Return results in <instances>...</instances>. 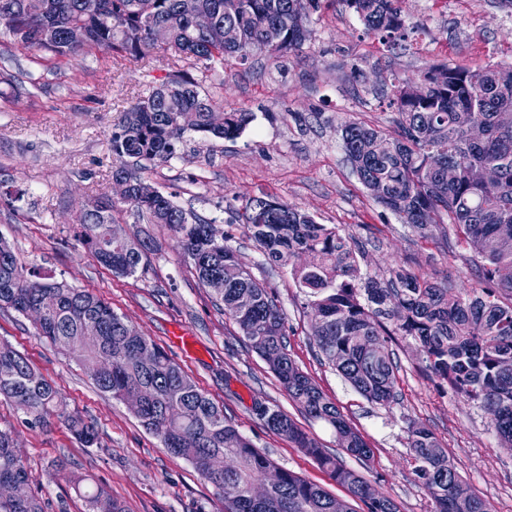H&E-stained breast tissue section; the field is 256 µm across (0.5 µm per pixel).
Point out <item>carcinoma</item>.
<instances>
[{
    "instance_id": "1",
    "label": "carcinoma",
    "mask_w": 512,
    "mask_h": 512,
    "mask_svg": "<svg viewBox=\"0 0 512 512\" xmlns=\"http://www.w3.org/2000/svg\"><path fill=\"white\" fill-rule=\"evenodd\" d=\"M340 2L358 16L366 33L395 40L405 36L401 0ZM320 7V0H0V24L27 50L137 56L161 49L208 69L229 58L245 64L258 52L275 60L301 51L309 31L297 28L294 16ZM209 24L234 31L236 39L210 43L204 32ZM72 25L87 32L81 49L67 40ZM418 79L427 85L420 95L413 93L411 80L392 84L386 94L395 112L393 131L348 121L340 128L342 147L363 186L400 223L424 237L444 222L456 228L480 259L475 288L450 295L436 281L400 267L383 284L373 281L362 290L356 284L355 245L337 225L318 224L286 203L263 198L246 209L245 221L269 261L286 265L301 254L309 257L293 275L308 297L311 336L326 363L359 394L379 405L395 399L391 337H410L426 370L483 410L499 438L512 445V124L500 121V111H512V66L470 70L439 64ZM214 110L216 102L199 80L183 72L150 87L121 113L110 136L112 154L120 161L113 174L127 176L132 192L118 203L108 197L93 201L77 219L78 238L101 265L129 276L154 245L149 239H114L112 212L122 204L152 224L169 226L200 283L224 276V295L217 301L288 397L302 413L328 425L337 445L367 468L372 449L288 354L286 317L270 289L238 263L224 239L210 235L212 222L187 213L159 191L151 197L139 193L143 180L135 166L177 157L187 132L234 141L252 121L249 112H225L223 123L214 126L209 121ZM476 122L484 127L479 142L469 138ZM45 290L57 302L36 323L37 334L84 363L113 399L122 402L133 390L145 389L147 398L134 415L173 456L215 486L223 512H336L338 507L355 512L348 501L277 467L179 364L108 302L25 269L0 241V308L23 314ZM386 320L394 322L393 329ZM0 396L22 409L30 424H42L55 413L83 445L97 443L94 427L66 413L58 390L5 342L0 343ZM252 412L270 432L314 458L364 504V512H400L392 498L371 496L363 473L347 467L279 407L256 400ZM10 439L0 430V481L27 487V469ZM408 447L412 473L433 500L434 512H492L461 479L430 430L411 427ZM215 456L231 457L236 465L217 475L209 468ZM275 467L279 482L263 498H252L249 485ZM82 482L72 479L86 512H125L103 489L81 490ZM0 512H43V507L28 490L0 499Z\"/></svg>"
}]
</instances>
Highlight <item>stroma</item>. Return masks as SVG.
Returning <instances> with one entry per match:
<instances>
[{"instance_id":"stroma-1","label":"stroma","mask_w":512,"mask_h":512,"mask_svg":"<svg viewBox=\"0 0 512 512\" xmlns=\"http://www.w3.org/2000/svg\"><path fill=\"white\" fill-rule=\"evenodd\" d=\"M414 31L399 44L366 35L359 18L323 0L311 14L310 37L296 57L252 63L229 60L202 70L171 55L139 61L125 54L54 56L14 44L0 25V239L19 261L54 280L93 291L173 358L239 430L279 466L347 498L320 466L288 440L264 429L254 400L269 401L336 451L333 431L305 416L237 325L199 282L177 238L130 209L114 220L128 236H151L155 250L131 276L100 266L74 236L76 218L91 198L111 194L117 161L109 138L119 112L143 96L149 81L178 70L204 75L205 88L228 112L254 119L236 140L186 133L177 158L145 164L146 183L184 209L211 220L237 258L271 288L288 326V353L336 403L373 450L366 474L401 512H434L412 473L407 438L413 425L428 428L473 492L493 512H512V445L500 441L489 417L424 370L412 339L396 337L398 360L390 405L368 401L325 363L311 336L305 297L291 268L269 262L241 215L250 199L283 201L338 225L358 248L362 276L385 280L403 267L445 281L450 294L472 288L473 253L448 248L443 234L420 237L374 200L342 148L340 127L362 121L392 129L382 93L395 79L414 78L435 64L475 69L512 64V7L503 0H404ZM189 336V347L173 343ZM0 342L24 353L33 368L98 432L81 445L57 417L33 426L17 405L0 398V430L10 432L44 512H85L70 475L87 489L105 487L127 512H220L216 488L191 465L169 454L128 407L96 387L88 370L40 339L33 323L0 309ZM66 464V477L49 472Z\"/></svg>"}]
</instances>
